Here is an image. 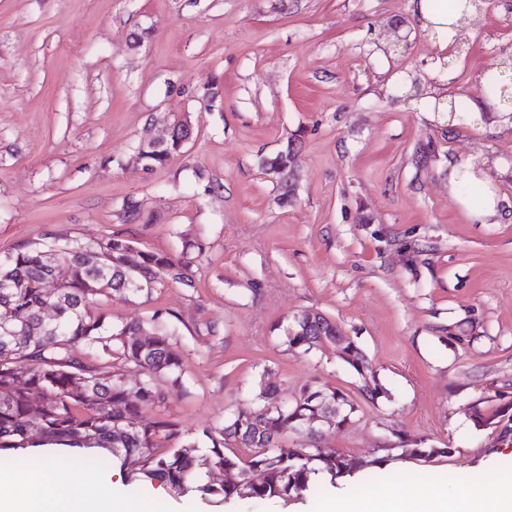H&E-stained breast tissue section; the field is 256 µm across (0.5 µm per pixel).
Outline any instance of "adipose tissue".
<instances>
[{
  "label": "adipose tissue",
  "instance_id": "ef3b65f1",
  "mask_svg": "<svg viewBox=\"0 0 512 512\" xmlns=\"http://www.w3.org/2000/svg\"><path fill=\"white\" fill-rule=\"evenodd\" d=\"M0 512H128L127 503L91 473L68 486L56 479L54 457L32 470L0 473ZM324 512H512V471L489 487L458 481L454 493L416 486L334 498Z\"/></svg>",
  "mask_w": 512,
  "mask_h": 512
}]
</instances>
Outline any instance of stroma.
Instances as JSON below:
<instances>
[{
  "label": "stroma",
  "mask_w": 512,
  "mask_h": 512,
  "mask_svg": "<svg viewBox=\"0 0 512 512\" xmlns=\"http://www.w3.org/2000/svg\"><path fill=\"white\" fill-rule=\"evenodd\" d=\"M396 25L411 33L402 53ZM461 31L442 70L410 0H0V254L46 232L119 233L175 257L199 245L194 287L101 302L112 322L159 312L174 331L182 383L162 412L188 434L252 408L264 381L283 401L318 379L357 406L323 438L359 463L355 483L224 502L116 466L103 482L150 512H319L373 483L449 492L456 475L483 485L512 469V420L478 428L469 413L512 401V123L395 89L407 71L482 107L483 71L512 57V0H485ZM184 111L195 140L146 170L135 146ZM282 152L287 174L264 169ZM467 160L496 215L449 183ZM304 311L357 342L380 398L334 349L285 350ZM405 439L432 456L402 453ZM439 95L442 97L440 101L435 99L433 103L430 102L429 104L433 112L464 113L470 115L474 122L478 121L477 116L470 112V107L464 93H457L456 95L441 93ZM446 101H448V103H445L446 107L442 108L440 102L444 103Z\"/></svg>",
  "instance_id": "1"
}]
</instances>
